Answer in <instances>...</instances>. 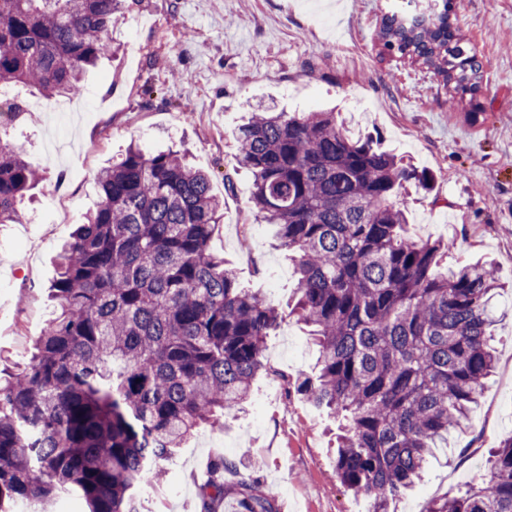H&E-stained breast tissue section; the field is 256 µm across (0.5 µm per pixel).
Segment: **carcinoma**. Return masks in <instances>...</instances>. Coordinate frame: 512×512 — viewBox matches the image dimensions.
<instances>
[{
    "instance_id": "1",
    "label": "carcinoma",
    "mask_w": 512,
    "mask_h": 512,
    "mask_svg": "<svg viewBox=\"0 0 512 512\" xmlns=\"http://www.w3.org/2000/svg\"><path fill=\"white\" fill-rule=\"evenodd\" d=\"M125 0H0V83L50 97L83 90ZM451 2L383 14L389 53L476 93L482 64L449 23ZM253 178L255 219L277 227L295 262L291 314L311 328L317 371L289 381L338 421L336 474L368 512L420 480L461 430L495 364L487 264L445 266L439 242L408 235L403 196L434 175L350 129L334 112L263 105L232 133ZM43 175L0 137V224ZM101 199L59 256L53 317L28 364L0 378V512H40L75 493L87 512H141L137 489L200 429L253 398L283 316L245 287L210 240L224 203L209 172L172 149L129 145L98 176ZM276 512V492L236 461H210L200 512L224 498ZM425 512H512V436L459 496Z\"/></svg>"
}]
</instances>
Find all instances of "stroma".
<instances>
[{"instance_id": "1", "label": "stroma", "mask_w": 512, "mask_h": 512, "mask_svg": "<svg viewBox=\"0 0 512 512\" xmlns=\"http://www.w3.org/2000/svg\"><path fill=\"white\" fill-rule=\"evenodd\" d=\"M388 0H126L124 19L85 79L90 112L73 116L69 150L53 151L54 98L29 96L7 134L44 176L16 224H0V371L25 366L49 319L54 259L99 200L97 175L131 140L183 146L224 200L211 239L238 277L285 318L268 338L271 374L257 378L247 410L225 429H203L179 448L162 485L141 492L146 512H199V477L231 453L261 484L281 485L277 507L363 512L336 475L337 424L289 391L284 376L311 372L309 329L287 313L293 265L268 224L256 223L249 174L228 132L250 105L286 112L333 107L384 149L431 170V190H410V234L437 240L449 262H493L496 368L467 427L439 449L420 484L390 512H425L456 495L512 435V0H453L451 21L483 64L476 94L444 87L420 63L388 54L379 39ZM60 194H52L54 183Z\"/></svg>"}]
</instances>
